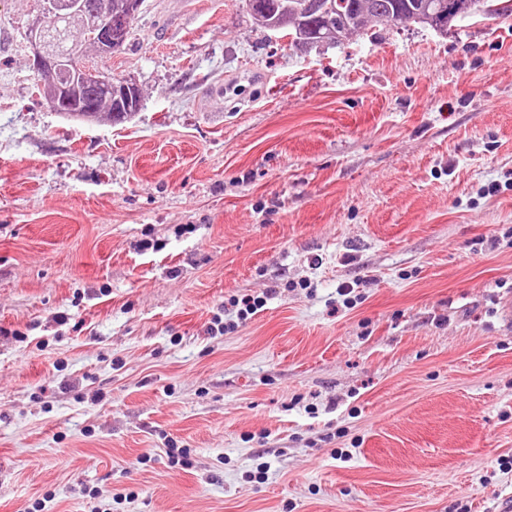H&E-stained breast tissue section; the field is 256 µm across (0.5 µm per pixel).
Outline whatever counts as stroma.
I'll list each match as a JSON object with an SVG mask.
<instances>
[{"instance_id": "obj_1", "label": "stroma", "mask_w": 512, "mask_h": 512, "mask_svg": "<svg viewBox=\"0 0 512 512\" xmlns=\"http://www.w3.org/2000/svg\"><path fill=\"white\" fill-rule=\"evenodd\" d=\"M43 11L0 0V512H494L512 17L296 48L144 0L113 125L35 93Z\"/></svg>"}]
</instances>
